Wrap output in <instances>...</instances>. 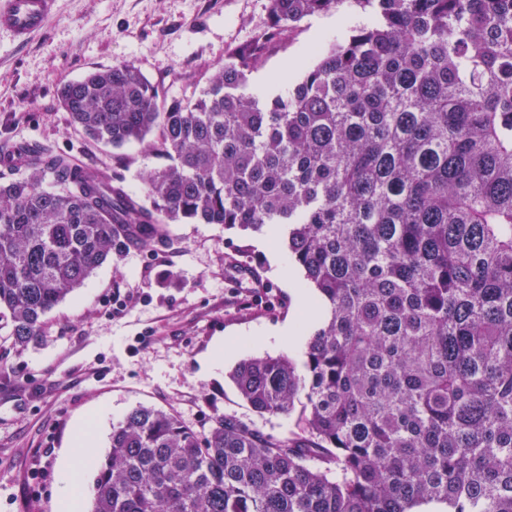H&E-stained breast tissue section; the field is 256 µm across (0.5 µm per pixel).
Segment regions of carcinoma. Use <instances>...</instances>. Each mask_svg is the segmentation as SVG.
<instances>
[{"mask_svg":"<svg viewBox=\"0 0 512 512\" xmlns=\"http://www.w3.org/2000/svg\"><path fill=\"white\" fill-rule=\"evenodd\" d=\"M338 0L269 20L199 95L160 99L128 63L58 90L70 121L173 163L144 199L39 145L0 146V313L23 350L112 251L168 224L280 226L325 309L303 370L230 375L274 440L222 414L202 433L140 406L112 428L89 512H512V0H355L285 95L244 92L267 46ZM53 179L55 188L42 189Z\"/></svg>","mask_w":512,"mask_h":512,"instance_id":"obj_1","label":"carcinoma"}]
</instances>
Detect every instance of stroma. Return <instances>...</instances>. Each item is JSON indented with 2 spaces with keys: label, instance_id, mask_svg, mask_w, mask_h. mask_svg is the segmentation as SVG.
<instances>
[{
  "label": "stroma",
  "instance_id": "35a3bbf8",
  "mask_svg": "<svg viewBox=\"0 0 512 512\" xmlns=\"http://www.w3.org/2000/svg\"><path fill=\"white\" fill-rule=\"evenodd\" d=\"M269 0H58L24 46L0 34V143L26 141L63 152L121 179L143 197V177L168 165L147 143L113 148L88 139L61 109L57 92L95 68L129 63L165 99L206 87L227 52L268 20ZM359 22L353 0L305 18L269 46L252 73V92L286 94L314 58L317 39H334L341 20ZM166 244L113 252L45 317L23 353L0 344V512H58L65 448L81 422L98 416L99 454L113 425L139 406L174 411L196 429L213 415L285 438L296 415L261 416L230 374L256 356L301 349L266 347L250 336L303 316L287 283L272 273L263 233L220 224H171ZM248 334L240 351L211 366L217 341Z\"/></svg>",
  "mask_w": 512,
  "mask_h": 512
}]
</instances>
